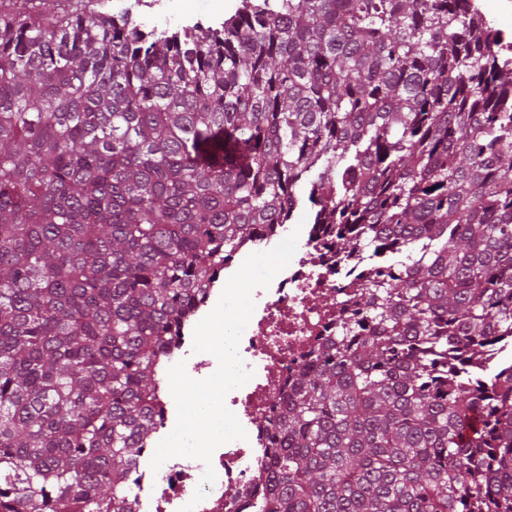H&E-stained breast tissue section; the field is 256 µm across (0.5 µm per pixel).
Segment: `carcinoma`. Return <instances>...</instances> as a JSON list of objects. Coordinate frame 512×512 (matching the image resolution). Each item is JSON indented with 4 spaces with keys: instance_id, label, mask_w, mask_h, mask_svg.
<instances>
[{
    "instance_id": "obj_1",
    "label": "carcinoma",
    "mask_w": 512,
    "mask_h": 512,
    "mask_svg": "<svg viewBox=\"0 0 512 512\" xmlns=\"http://www.w3.org/2000/svg\"><path fill=\"white\" fill-rule=\"evenodd\" d=\"M0 0V512H132L158 374L246 241L366 267L250 512H512V45L473 0L147 28Z\"/></svg>"
}]
</instances>
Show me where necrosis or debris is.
Listing matches in <instances>:
<instances>
[{
  "instance_id": "obj_1",
  "label": "necrosis or debris",
  "mask_w": 512,
  "mask_h": 512,
  "mask_svg": "<svg viewBox=\"0 0 512 512\" xmlns=\"http://www.w3.org/2000/svg\"><path fill=\"white\" fill-rule=\"evenodd\" d=\"M363 261L340 260L335 248L309 239L302 253L265 289L255 290V308L245 328L239 353L252 378L230 391L246 439L216 449L210 463L173 457L157 472L139 470L134 512H179L192 497L206 467L216 479L194 512H246L249 500L260 495L267 472L253 451L264 448L263 420L272 417L295 366L301 364L320 337L332 333L340 308L337 297L355 295Z\"/></svg>"
}]
</instances>
